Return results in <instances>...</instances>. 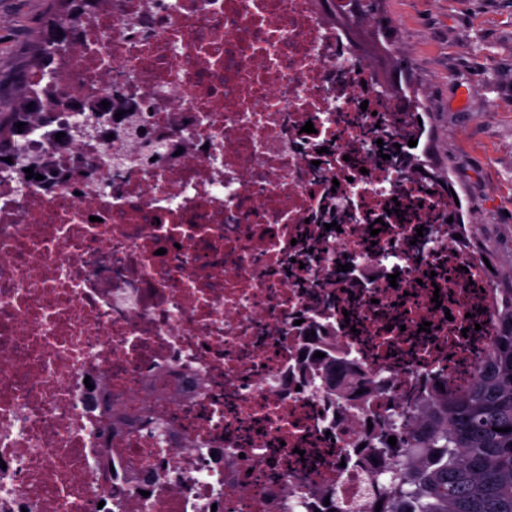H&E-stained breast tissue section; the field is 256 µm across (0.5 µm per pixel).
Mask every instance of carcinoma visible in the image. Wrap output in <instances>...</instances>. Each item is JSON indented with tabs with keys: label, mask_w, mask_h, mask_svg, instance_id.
Returning a JSON list of instances; mask_svg holds the SVG:
<instances>
[{
	"label": "carcinoma",
	"mask_w": 512,
	"mask_h": 512,
	"mask_svg": "<svg viewBox=\"0 0 512 512\" xmlns=\"http://www.w3.org/2000/svg\"><path fill=\"white\" fill-rule=\"evenodd\" d=\"M336 26L351 38L365 31L373 50L391 58V70L376 74L377 85L399 100L402 111L425 109L396 76L408 62L396 55L392 21L380 13L379 0H356L353 14L336 12ZM500 296L498 334L467 392L455 396L443 381L425 403L413 401L399 411L401 423L389 418L372 432L375 453L393 451L391 436L396 447L419 452L393 462L380 476L388 489L381 510L373 503L368 512H398L409 502L418 512H512V288ZM334 378L336 370L317 368L304 380L322 389Z\"/></svg>",
	"instance_id": "cac0c4a2"
}]
</instances>
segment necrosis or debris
<instances>
[{"label":"necrosis or debris","instance_id":"necrosis-or-debris-1","mask_svg":"<svg viewBox=\"0 0 512 512\" xmlns=\"http://www.w3.org/2000/svg\"><path fill=\"white\" fill-rule=\"evenodd\" d=\"M328 7L60 16L0 139V512H362L394 460L369 423L471 382L493 281ZM336 349L392 393L304 386L297 355Z\"/></svg>","mask_w":512,"mask_h":512}]
</instances>
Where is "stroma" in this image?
I'll return each instance as SVG.
<instances>
[{
  "mask_svg": "<svg viewBox=\"0 0 512 512\" xmlns=\"http://www.w3.org/2000/svg\"><path fill=\"white\" fill-rule=\"evenodd\" d=\"M47 0H0V109L35 55ZM429 112L464 224L512 286V0H382Z\"/></svg>",
  "mask_w": 512,
  "mask_h": 512,
  "instance_id": "stroma-1",
  "label": "stroma"
}]
</instances>
